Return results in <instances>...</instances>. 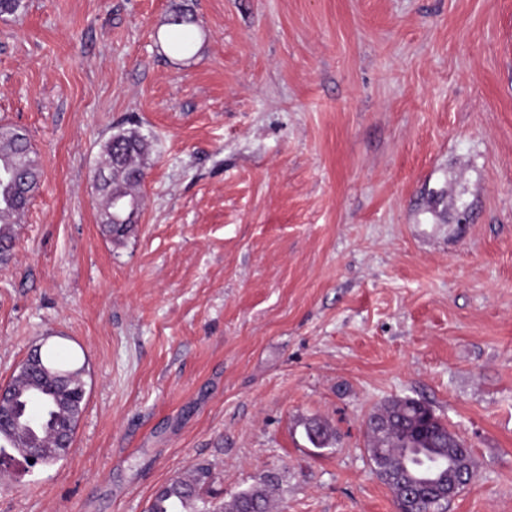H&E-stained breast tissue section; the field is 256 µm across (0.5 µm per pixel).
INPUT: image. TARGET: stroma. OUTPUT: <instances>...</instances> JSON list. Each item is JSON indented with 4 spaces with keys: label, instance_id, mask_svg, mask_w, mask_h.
<instances>
[{
    "label": "stroma",
    "instance_id": "35a3bbf8",
    "mask_svg": "<svg viewBox=\"0 0 512 512\" xmlns=\"http://www.w3.org/2000/svg\"><path fill=\"white\" fill-rule=\"evenodd\" d=\"M1 124L42 180L0 265V386L45 344L86 395L0 512H148L203 461L227 501L276 472L275 512H396L365 421L405 396L475 457L448 512H512V0H27ZM131 133L116 240L91 182ZM144 153V142L137 135H115L104 146L105 160L93 176V189L102 199V224L114 239L126 236L140 211V197L136 192L145 179L140 158ZM134 168L138 180L131 181L125 174ZM303 426L305 436L313 447H328L333 439V432L318 420H309Z\"/></svg>",
    "mask_w": 512,
    "mask_h": 512
}]
</instances>
